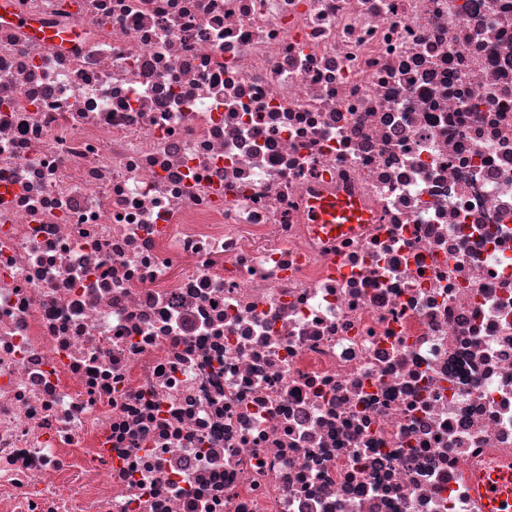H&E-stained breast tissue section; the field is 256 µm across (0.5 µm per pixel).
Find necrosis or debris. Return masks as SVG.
<instances>
[{
	"mask_svg": "<svg viewBox=\"0 0 512 512\" xmlns=\"http://www.w3.org/2000/svg\"><path fill=\"white\" fill-rule=\"evenodd\" d=\"M1 190L0 512H484L512 0H8ZM308 223L315 224L321 234L337 237L346 234L353 224H360L363 215L351 200L342 197H321L314 201L307 214Z\"/></svg>",
	"mask_w": 512,
	"mask_h": 512,
	"instance_id": "necrosis-or-debris-1",
	"label": "necrosis or debris"
}]
</instances>
